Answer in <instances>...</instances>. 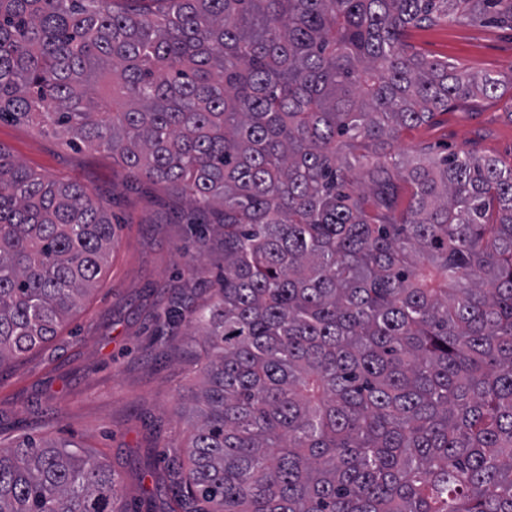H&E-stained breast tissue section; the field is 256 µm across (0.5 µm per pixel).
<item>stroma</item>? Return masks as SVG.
Masks as SVG:
<instances>
[{"instance_id": "obj_1", "label": "stroma", "mask_w": 512, "mask_h": 512, "mask_svg": "<svg viewBox=\"0 0 512 512\" xmlns=\"http://www.w3.org/2000/svg\"><path fill=\"white\" fill-rule=\"evenodd\" d=\"M411 42L474 72H512L507 27L449 19L414 32ZM418 145L512 163V98L461 106L437 123L403 131L402 151ZM0 147L44 179L88 187L117 227L101 277L57 336L0 367V438H69L110 466L121 499L139 512H169L191 435L178 409L206 358L201 337L159 318L204 295L198 278L182 269L183 252H202L212 276L224 265V251L199 250L189 237L185 201L104 149L73 148L54 127L35 122H1Z\"/></svg>"}]
</instances>
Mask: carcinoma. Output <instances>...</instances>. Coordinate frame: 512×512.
Segmentation results:
<instances>
[{"label": "carcinoma", "instance_id": "carcinoma-1", "mask_svg": "<svg viewBox=\"0 0 512 512\" xmlns=\"http://www.w3.org/2000/svg\"><path fill=\"white\" fill-rule=\"evenodd\" d=\"M512 0H0V122L38 119L186 198L224 244L172 309L208 359L171 512H512V164L398 152L512 91L410 31ZM96 196L0 147V366L100 277ZM0 448V512H124L101 461Z\"/></svg>", "mask_w": 512, "mask_h": 512}]
</instances>
